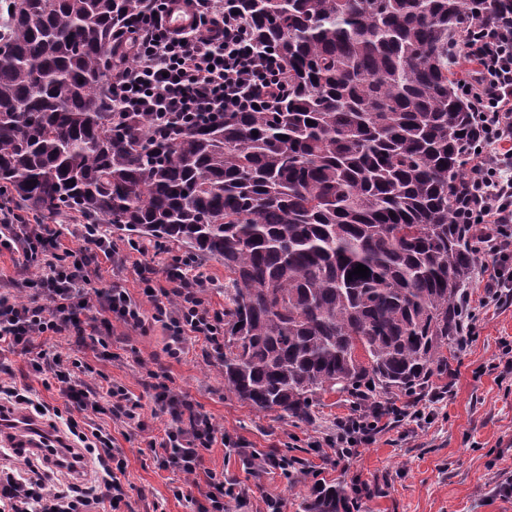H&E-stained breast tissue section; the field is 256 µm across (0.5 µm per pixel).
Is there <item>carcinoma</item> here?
Returning <instances> with one entry per match:
<instances>
[{
  "instance_id": "1",
  "label": "carcinoma",
  "mask_w": 512,
  "mask_h": 512,
  "mask_svg": "<svg viewBox=\"0 0 512 512\" xmlns=\"http://www.w3.org/2000/svg\"><path fill=\"white\" fill-rule=\"evenodd\" d=\"M143 2L0 0V192L223 262L224 389L257 411L308 419L443 368L478 254L448 49L512 0H231L288 96L166 139L146 112L113 121L112 45ZM339 505L330 486L304 512Z\"/></svg>"
}]
</instances>
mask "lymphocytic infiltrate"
<instances>
[{
    "label": "lymphocytic infiltrate",
    "instance_id": "obj_1",
    "mask_svg": "<svg viewBox=\"0 0 512 512\" xmlns=\"http://www.w3.org/2000/svg\"><path fill=\"white\" fill-rule=\"evenodd\" d=\"M147 2L146 10L118 32L112 57L116 112H152L165 126L174 115L193 121L210 112H271L287 95L281 58L259 50L227 0H186L190 23L179 30L169 25L176 0ZM473 57L477 70L464 89L482 141L472 155L457 211L462 223L477 228L480 249L490 261L482 266L487 293L466 310L458 338L462 345L481 309L512 297V16L498 21ZM78 234L82 248L64 247L56 225L31 222L0 204V251L18 254L26 265H43L42 275L26 283L34 302L21 300L14 289H0V352L27 355L32 371L49 376L65 400L59 407L41 401L29 386L0 380V417L19 407L34 409L56 433L54 445L40 451L44 473L33 476L0 464V512H119L126 502L124 451L96 419L106 415L140 426V402L124 386L87 383L80 360L37 348V339L68 334L81 342L111 330L116 321L137 329L152 321L167 331L171 357H179L191 340L210 343L215 356L224 354V313L208 307L212 281L196 258L176 257L161 279L138 241L116 244L97 224H79ZM104 259L115 264L134 260L139 294L118 283L92 287ZM156 401L175 421L163 437L149 442L159 468L193 482L212 448L240 452V445L188 398L166 391ZM379 421V415L360 410L337 422L326 443L337 459H344L373 440ZM89 462L95 474L87 482L83 468ZM58 468L66 470L67 480L55 479Z\"/></svg>",
    "mask_w": 512,
    "mask_h": 512
}]
</instances>
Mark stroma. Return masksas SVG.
Masks as SVG:
<instances>
[{
	"label": "stroma",
	"mask_w": 512,
	"mask_h": 512,
	"mask_svg": "<svg viewBox=\"0 0 512 512\" xmlns=\"http://www.w3.org/2000/svg\"><path fill=\"white\" fill-rule=\"evenodd\" d=\"M52 342L65 357L89 364L88 383L105 379L141 399L143 429L108 423L128 464L122 512H152L157 505L164 512H191L192 500L202 497L181 474L158 468L149 450L150 438L172 425L154 402L156 384L188 396L232 441L292 461L290 479L278 469H249L244 457L221 448L207 452L208 469L248 488L238 512H266L269 498L280 501V512H302L318 483L357 496L359 512H512V497L495 492L512 480V373L504 368V352L512 348V299L480 315L466 347L445 349L448 367L435 372L430 390L397 395V404L423 410V419H384L371 443L338 463L327 456L325 438L337 419L355 412L348 395H324L308 420L253 411L225 392L224 376L203 342L170 357L168 334L153 323L142 330L113 323L107 359L90 340L56 336Z\"/></svg>",
	"instance_id": "stroma-1"
}]
</instances>
